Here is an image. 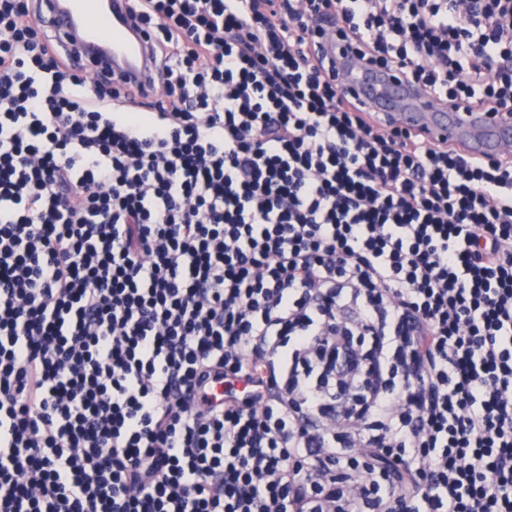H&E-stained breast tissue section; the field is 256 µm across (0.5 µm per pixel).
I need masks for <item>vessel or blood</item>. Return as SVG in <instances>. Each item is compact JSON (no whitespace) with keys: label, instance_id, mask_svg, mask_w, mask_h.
Wrapping results in <instances>:
<instances>
[{"label":"vessel or blood","instance_id":"b4317fda","mask_svg":"<svg viewBox=\"0 0 512 512\" xmlns=\"http://www.w3.org/2000/svg\"><path fill=\"white\" fill-rule=\"evenodd\" d=\"M37 21L69 52L78 72L128 87L153 82L152 33L131 18V0H40ZM345 88L371 103L393 126L418 131L469 156H499L512 149V122L471 108L448 107L404 73H379L361 66Z\"/></svg>","mask_w":512,"mask_h":512}]
</instances>
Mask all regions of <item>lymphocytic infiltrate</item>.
<instances>
[{
    "label": "lymphocytic infiltrate",
    "instance_id": "1",
    "mask_svg": "<svg viewBox=\"0 0 512 512\" xmlns=\"http://www.w3.org/2000/svg\"><path fill=\"white\" fill-rule=\"evenodd\" d=\"M468 2L132 0L148 92L0 0V512H512V155L340 78L500 111ZM344 83L351 95L371 103L393 126L420 131L433 143H447L480 159L501 156L511 148L512 122L500 114L448 108L404 73L359 66Z\"/></svg>",
    "mask_w": 512,
    "mask_h": 512
}]
</instances>
